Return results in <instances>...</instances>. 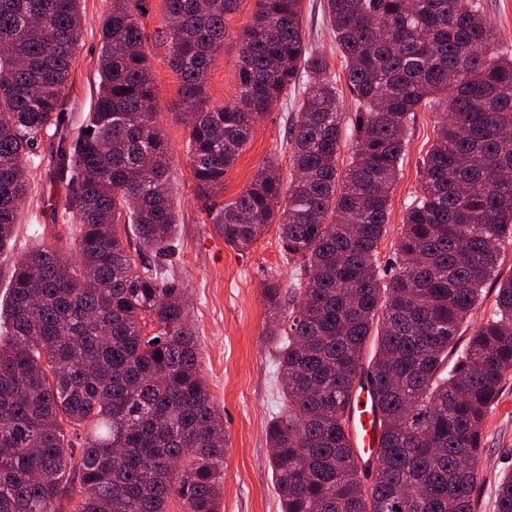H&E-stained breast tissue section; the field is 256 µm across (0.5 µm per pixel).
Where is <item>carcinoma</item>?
<instances>
[{"label": "carcinoma", "mask_w": 512, "mask_h": 512, "mask_svg": "<svg viewBox=\"0 0 512 512\" xmlns=\"http://www.w3.org/2000/svg\"><path fill=\"white\" fill-rule=\"evenodd\" d=\"M144 2L112 0L94 111L71 138L63 97L80 0H0V251L14 246L51 129L64 214L79 224L76 260L32 249L0 306V512H61L68 492L73 512H220L228 436L199 373L185 289L143 257L172 250L177 221ZM302 2L256 0L238 34L237 90L219 105L205 79L241 0H166L158 32L191 108L188 158L206 198L272 103L302 90L288 179L268 162L236 199L209 205L224 244L249 249L275 224L305 271L286 290L273 278L263 288L288 401L266 429L281 512H475L485 420L512 376V275L500 269L512 242V57L480 0H326L357 104L341 170L343 97L328 59L308 50ZM422 107L436 114L435 139L387 272L378 244L403 131ZM490 281L495 307L475 324ZM363 379L379 409L369 466L347 417ZM495 509L512 512L511 472Z\"/></svg>", "instance_id": "obj_1"}]
</instances>
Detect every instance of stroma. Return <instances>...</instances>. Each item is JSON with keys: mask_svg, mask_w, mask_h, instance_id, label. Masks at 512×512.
Wrapping results in <instances>:
<instances>
[{"mask_svg": "<svg viewBox=\"0 0 512 512\" xmlns=\"http://www.w3.org/2000/svg\"><path fill=\"white\" fill-rule=\"evenodd\" d=\"M111 0H81L82 38L70 72L64 101L70 132H78L92 112L99 83L101 23ZM143 19L148 35L146 52L158 102L156 124L170 146L172 200L178 216L177 250L170 261L184 283L187 320L196 333L200 374L224 417L229 447L224 457V496L220 512H280L275 477L268 460L266 426L283 406L276 348L264 329L267 306L262 289L266 279L288 286L299 268L283 254L276 226H269L250 249L225 245L198 197L187 157V133L177 118L181 102V77L169 63L171 47L156 32L165 28V0H147ZM255 0H242L227 21L229 36L218 52L205 80L210 104L224 103L237 87L240 47L237 35L250 22ZM302 29L310 49L324 53L338 89H345L341 58L331 39L325 0H303ZM302 93L288 89L256 124L253 135L235 164L224 176V188L213 200L221 204L235 198L266 162L289 172L291 146L288 123L299 110ZM434 115L416 112L404 133L406 152L397 183L390 193L386 233L378 256L389 268L406 206L420 192L419 171L434 142ZM55 139L44 134L42 165L30 173L31 192L21 206L16 226L17 250L34 246L66 248L73 226L64 211L63 185L51 157ZM485 448L478 465L476 512H496L497 481L512 470V378L507 379L498 404L489 412Z\"/></svg>", "mask_w": 512, "mask_h": 512, "instance_id": "stroma-1", "label": "stroma"}]
</instances>
